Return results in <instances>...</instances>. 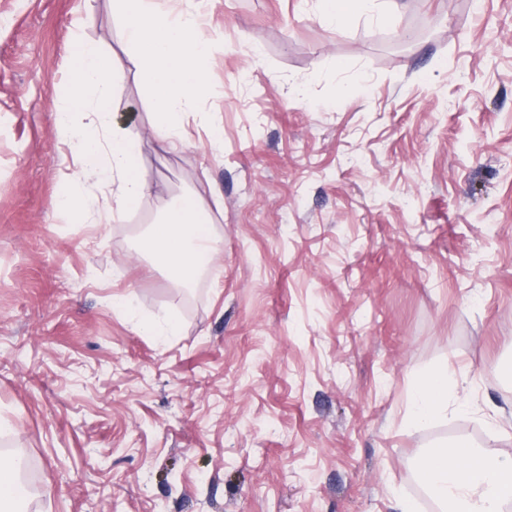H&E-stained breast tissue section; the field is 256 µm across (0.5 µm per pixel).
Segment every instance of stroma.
Returning <instances> with one entry per match:
<instances>
[{
  "mask_svg": "<svg viewBox=\"0 0 512 512\" xmlns=\"http://www.w3.org/2000/svg\"><path fill=\"white\" fill-rule=\"evenodd\" d=\"M381 2L336 29L317 0H208L186 148L159 150L126 72L154 191L77 224L54 115L75 39L124 69L119 24L110 0H0V456L27 461L24 512H436L426 448L512 456V0L382 24ZM216 191L224 250L175 287L148 227ZM439 365L471 408L413 424Z\"/></svg>",
  "mask_w": 512,
  "mask_h": 512,
  "instance_id": "obj_1",
  "label": "stroma"
}]
</instances>
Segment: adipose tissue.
Instances as JSON below:
<instances>
[{
  "mask_svg": "<svg viewBox=\"0 0 512 512\" xmlns=\"http://www.w3.org/2000/svg\"><path fill=\"white\" fill-rule=\"evenodd\" d=\"M112 12L121 22L127 68L151 95L156 140L168 151L183 148L185 118L207 84L205 64L215 50L198 0H179L178 8L166 13L156 0H112ZM122 78L104 65L96 44H75L68 108L56 114L55 124L63 139L77 138L83 157L70 174L72 192L58 197L55 206L72 213L80 224L122 222L152 191L135 162L133 135L116 124L111 110L113 91ZM88 108L94 111L93 125L75 128L74 114ZM88 186L110 187L111 200L85 194ZM209 220L205 205L187 197L150 228L148 243L178 286L189 284L202 264L222 249ZM448 378V368L442 365L421 382L413 397L414 421L440 414L452 400L462 408L468 405L467 394H449ZM504 472L512 473V457L488 456L466 444L427 449L423 462L427 490L452 512H503L512 500V489L498 480Z\"/></svg>",
  "mask_w": 512,
  "mask_h": 512,
  "instance_id": "obj_1",
  "label": "adipose tissue"
}]
</instances>
